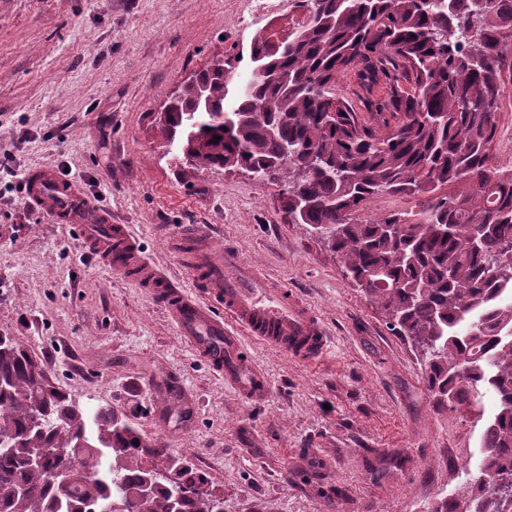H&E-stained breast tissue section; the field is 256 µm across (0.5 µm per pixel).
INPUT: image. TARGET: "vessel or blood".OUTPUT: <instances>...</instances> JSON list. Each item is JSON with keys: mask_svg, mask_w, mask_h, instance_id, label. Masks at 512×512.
I'll list each match as a JSON object with an SVG mask.
<instances>
[{"mask_svg": "<svg viewBox=\"0 0 512 512\" xmlns=\"http://www.w3.org/2000/svg\"><path fill=\"white\" fill-rule=\"evenodd\" d=\"M25 199L56 223L70 225L86 252L159 300L197 359L223 375L244 399L259 401L269 391V380L250 360L244 338L303 363L328 356L330 338L311 309L292 291L270 283L238 251L227 248L216 255L201 247L200 228H180L171 241L192 280L186 288L143 254L128 225L113 223L107 209H93L76 183L55 169L27 174ZM219 306L224 309L220 315L215 312Z\"/></svg>", "mask_w": 512, "mask_h": 512, "instance_id": "vessel-or-blood-1", "label": "vessel or blood"}]
</instances>
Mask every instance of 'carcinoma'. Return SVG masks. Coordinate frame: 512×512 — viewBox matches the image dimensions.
Here are the masks:
<instances>
[{
	"mask_svg": "<svg viewBox=\"0 0 512 512\" xmlns=\"http://www.w3.org/2000/svg\"><path fill=\"white\" fill-rule=\"evenodd\" d=\"M306 12L277 46L257 31L250 77L217 63L184 86L160 130L199 169L268 180L288 155L283 207L297 223L337 232L329 247L390 327L423 352L428 389L450 410L497 404L484 424L474 477L431 512H512V169L492 163L498 110L509 91L512 0H302ZM363 66V87L411 78L372 103L366 122L336 95L337 76ZM220 136L213 142L214 136ZM419 203L369 222L382 196ZM375 270L384 271L377 279ZM32 448H64L96 477L68 487L30 466ZM176 475L142 497L143 479ZM188 463L144 441L109 409L88 412L49 379L46 363L0 336V512H224Z\"/></svg>",
	"mask_w": 512,
	"mask_h": 512,
	"instance_id": "cac0c4a2",
	"label": "carcinoma"
}]
</instances>
